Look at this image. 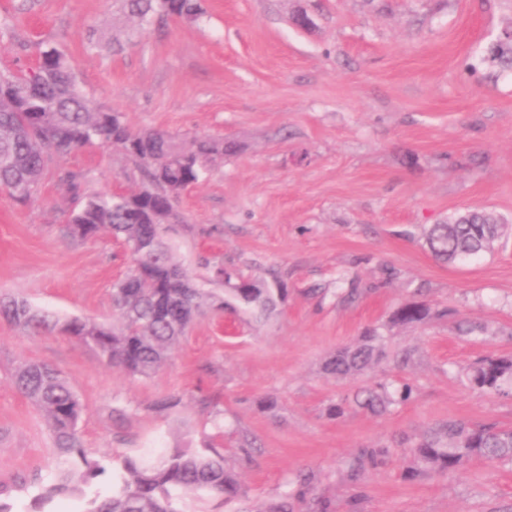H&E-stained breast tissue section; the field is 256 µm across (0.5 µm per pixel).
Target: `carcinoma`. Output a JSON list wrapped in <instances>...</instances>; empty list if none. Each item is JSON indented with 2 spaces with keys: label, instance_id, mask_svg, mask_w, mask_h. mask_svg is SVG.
I'll list each match as a JSON object with an SVG mask.
<instances>
[{
  "label": "carcinoma",
  "instance_id": "cac0c4a2",
  "mask_svg": "<svg viewBox=\"0 0 512 512\" xmlns=\"http://www.w3.org/2000/svg\"><path fill=\"white\" fill-rule=\"evenodd\" d=\"M118 2L128 20L141 27L156 16L195 23L204 15L201 0ZM486 60L512 70L509 33L488 49ZM94 141L143 166L145 177L137 191L88 198L62 228L73 240L92 239L106 231L127 251L130 268L112 286V308L119 327L78 318L61 321L11 296L0 297V318L34 332L58 330L75 336L107 365L146 377L162 366L196 316L207 308L226 306L183 271L172 242L181 223L180 194L224 158V140L195 139L187 146L165 132L131 128L120 112L90 109L69 57L55 48L41 53L31 78L0 73L1 190L19 199L31 197L48 153L67 154ZM505 228L502 218L490 212L466 210L442 224L430 225L424 241L436 260L453 263L493 251ZM204 265L210 268L211 281L224 285L254 317L275 311L281 289L228 271L222 263L206 259ZM431 315L428 304L411 302L398 307L390 323L413 325ZM379 340L376 332L368 333L358 345L337 351L326 370L344 376L365 368L382 355ZM471 381L489 392L512 389V360L484 361L473 369ZM14 383L44 412L60 465L58 482L38 495L43 506L60 496L86 495V489L111 468L115 470L112 495L87 499L84 512H190L191 500H213L220 508L242 496L237 476L225 467L224 454L212 442L202 452L176 448L153 462L116 451L92 457L82 448L78 428L82 404L59 370L23 362ZM393 401L388 386L380 383L355 403L382 412ZM412 453L418 464L442 474L476 458L512 463V430L494 424L448 422L416 442Z\"/></svg>",
  "mask_w": 512,
  "mask_h": 512
}]
</instances>
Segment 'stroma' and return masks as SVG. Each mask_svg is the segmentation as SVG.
Returning a JSON list of instances; mask_svg holds the SVG:
<instances>
[{"label":"stroma","instance_id":"stroma-1","mask_svg":"<svg viewBox=\"0 0 512 512\" xmlns=\"http://www.w3.org/2000/svg\"><path fill=\"white\" fill-rule=\"evenodd\" d=\"M196 24L170 18L121 51L113 0H0V70L28 72L42 49L70 58L90 107L136 129L224 137L236 146L181 196L177 257L203 279L223 261L285 297L271 317L241 308L198 316L152 376L103 363L76 337L0 320V485L11 512H34L57 460L43 413L16 388L24 361L58 368L84 405L88 455L155 458L223 434L225 464L258 512L298 475L328 512H512V465L474 459L445 474L413 467L411 447L448 421L512 428V394L466 372L512 358V238L443 263L423 231L479 208L512 222V73L484 56L512 28V0H202ZM312 24H296L298 14ZM73 173L77 189L62 179ZM143 185L100 143L49 154L36 194L0 192V294L60 319L115 324L112 284L128 260L109 235L78 241L62 226L86 197ZM434 316L390 326L402 303ZM382 358L329 374L366 329ZM387 381L409 400L385 413L357 393ZM180 404L157 409L163 397ZM343 404L341 415L329 408ZM255 439L251 453L240 436ZM387 447L358 473L364 451Z\"/></svg>","mask_w":512,"mask_h":512}]
</instances>
